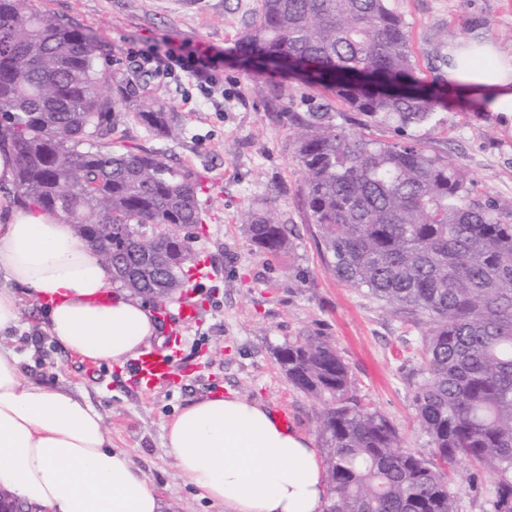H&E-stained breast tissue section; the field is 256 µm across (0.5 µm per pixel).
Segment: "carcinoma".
<instances>
[{
	"label": "carcinoma",
	"mask_w": 512,
	"mask_h": 512,
	"mask_svg": "<svg viewBox=\"0 0 512 512\" xmlns=\"http://www.w3.org/2000/svg\"><path fill=\"white\" fill-rule=\"evenodd\" d=\"M235 50L290 78L302 71L282 61L297 59L307 81L398 131L442 104L444 91L416 75L409 32L385 0H263ZM109 56L84 29L0 0V145L16 153L14 200L85 226L104 245L114 283L157 303L191 277L193 236L178 229L203 223L202 185L157 151L110 147L109 83L156 136H176L179 120L118 78ZM288 125L333 274L428 324L415 383L428 457L401 448L327 339L273 349L288 382L325 403L324 512H456L449 480L461 461L491 479L484 512H512V224L467 202L464 176L417 142L368 139L332 112L292 113ZM140 224L175 230L142 244ZM243 231L263 252L291 249L271 201L248 213Z\"/></svg>",
	"instance_id": "carcinoma-1"
}]
</instances>
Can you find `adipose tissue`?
<instances>
[{"instance_id":"obj_1","label":"adipose tissue","mask_w":512,"mask_h":512,"mask_svg":"<svg viewBox=\"0 0 512 512\" xmlns=\"http://www.w3.org/2000/svg\"><path fill=\"white\" fill-rule=\"evenodd\" d=\"M441 77L481 111L512 118V61L486 38L448 46ZM45 302V329L80 361L122 364L159 328L147 302L116 290L101 252L64 220L0 211V332L24 297ZM186 483L224 512H323L328 487L311 440L265 406L203 396L166 426ZM0 491L26 512H160L153 484L113 448L100 412L74 393L25 376L0 347Z\"/></svg>"}]
</instances>
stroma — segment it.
I'll list each match as a JSON object with an SVG mask.
<instances>
[{
	"label": "stroma",
	"instance_id": "35a3bbf8",
	"mask_svg": "<svg viewBox=\"0 0 512 512\" xmlns=\"http://www.w3.org/2000/svg\"><path fill=\"white\" fill-rule=\"evenodd\" d=\"M29 3L105 41L113 70L136 83L144 97L177 113L179 135L163 139L117 107L112 146L154 149L202 176L205 222L195 230L193 247L210 265L207 279L190 281L156 315L164 351L182 303L200 305L198 321L181 328L182 356L173 365L172 382L145 393L130 385L126 367L70 356L44 330V308L30 298L23 301L19 325L0 335V345L15 351L24 373L83 394L102 414L113 447L156 487L163 512H222L185 483L165 446L167 423L209 393L233 392L260 402L320 448L322 402L295 389L273 356L274 347L298 336L317 333L330 340L364 403L393 423L403 447L428 452L413 387L425 326L328 270L303 204L305 174L286 115L322 104L351 131L388 141L396 133L372 125L319 86L247 70L234 45L257 22L263 0ZM387 6L409 31L418 77L438 80L449 44L473 35L491 39L504 57L512 56V0H387ZM165 38L223 52L221 90L207 99L185 75L134 72L128 48L146 50ZM411 133L465 176L470 203L512 224V120L479 112L450 93ZM269 198L281 221L294 228L292 248L280 257L259 251L243 233L245 212ZM490 487V479L460 464L451 484L457 512H483Z\"/></svg>",
	"mask_w": 512,
	"mask_h": 512
}]
</instances>
